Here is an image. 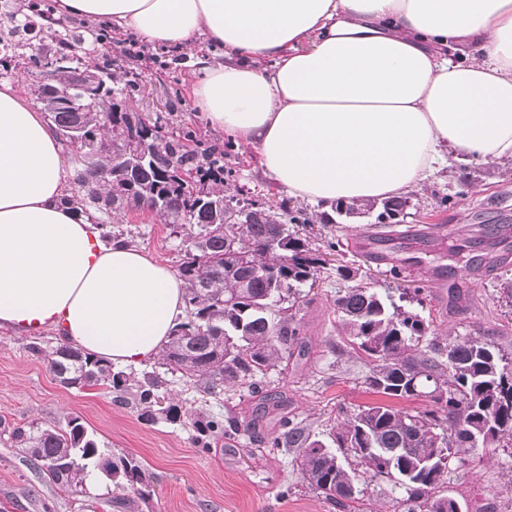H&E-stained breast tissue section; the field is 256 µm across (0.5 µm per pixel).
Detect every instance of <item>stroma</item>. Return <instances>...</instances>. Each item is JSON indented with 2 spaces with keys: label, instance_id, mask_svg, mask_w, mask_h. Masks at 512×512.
<instances>
[{
  "label": "stroma",
  "instance_id": "35a3bbf8",
  "mask_svg": "<svg viewBox=\"0 0 512 512\" xmlns=\"http://www.w3.org/2000/svg\"><path fill=\"white\" fill-rule=\"evenodd\" d=\"M128 40L113 30L109 55L139 75V88L129 98L132 109L152 118L168 116L171 126L188 125L211 141L227 142V135L197 117L190 88L198 56L216 58L220 49L201 39L175 52L152 41L148 53L131 57L125 53ZM224 164L231 170V186L261 198H287V189L263 174L253 150L235 145ZM443 195L450 199L448 206H437ZM409 201L394 240L385 244L401 268L396 277L389 264L368 257L370 218L342 217L326 227L317 222L307 234L320 247L336 242L331 259L359 268L368 286L421 299L440 341L490 338L511 353L512 306L499 302L498 291L503 275L512 274V162L456 160ZM120 227L136 233V248L176 268L181 241L154 214H128ZM345 286L330 270L314 288L303 290L297 310L304 324L303 349L264 378L265 391L286 393V413L318 437L339 410L374 400L364 384L366 362L336 351L340 338L333 302ZM33 342L49 348L58 339L50 332L34 337L0 327V420L61 425L68 417H81L100 447L136 457L153 474V499L135 503L133 512H340L311 490L293 454L267 448V440L279 432L278 415L261 398L232 389L215 398L172 375L165 401L179 405L183 418L147 424L134 405L115 402L105 388L63 387L43 358L30 351ZM229 414L259 419L260 426L232 440L219 439L210 449L197 448L193 417ZM444 490L463 512H512V448L470 450L452 464ZM117 494L112 484L95 477L87 482L86 497L64 496L0 437V512H121L111 503Z\"/></svg>",
  "mask_w": 512,
  "mask_h": 512
}]
</instances>
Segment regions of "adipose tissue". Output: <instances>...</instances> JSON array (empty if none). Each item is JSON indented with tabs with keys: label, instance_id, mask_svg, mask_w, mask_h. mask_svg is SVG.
<instances>
[{
	"label": "adipose tissue",
	"instance_id": "ef3b65f1",
	"mask_svg": "<svg viewBox=\"0 0 512 512\" xmlns=\"http://www.w3.org/2000/svg\"><path fill=\"white\" fill-rule=\"evenodd\" d=\"M134 38L223 48L198 59L202 118L303 201L334 207L418 187L438 146L512 160V0H61ZM309 47H302L303 39ZM42 112L0 83V325L46 326L124 366L154 358L184 312L181 280L104 244Z\"/></svg>",
	"mask_w": 512,
	"mask_h": 512
}]
</instances>
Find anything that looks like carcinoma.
<instances>
[{"instance_id": "obj_1", "label": "carcinoma", "mask_w": 512, "mask_h": 512, "mask_svg": "<svg viewBox=\"0 0 512 512\" xmlns=\"http://www.w3.org/2000/svg\"><path fill=\"white\" fill-rule=\"evenodd\" d=\"M24 17L33 25L14 29L32 32L48 49L28 55L22 46L5 50L0 68L29 59L33 101L83 159L67 203L105 239L112 238V222L140 211L159 216L182 237L177 271L186 319L167 337L160 364L187 383H204L211 396L226 388L262 393L259 378L302 348V325L292 310L301 288L314 287L325 269L326 253L301 233L308 214L226 190L228 151L205 145L194 129L174 130L161 117L144 125L126 104L136 78L108 71L107 59L96 63V46L108 41L72 34L55 18L51 0H27ZM47 61L54 64L49 84L40 80ZM74 127L81 133L72 134ZM407 203L401 196L354 200L335 211L352 217L379 206L376 223L385 228L405 215ZM334 305L344 346L368 362L365 384L378 399L333 428L334 450L285 415L268 447L297 449L295 462L308 486L348 512H356L364 486L378 477L403 490V512H462L442 490L451 459L471 448H512V358L477 337L440 342L429 320L368 286L340 291ZM31 350L67 389L100 386L118 401L130 398L147 423L181 420V407H158L166 379L154 372L133 380L66 343ZM420 396L431 408L410 413L390 404ZM193 427L196 446L207 449L212 440L245 433L255 423L208 416ZM8 436L31 468L74 499L86 494V481L96 474L123 492L137 484V495L121 498L124 505L153 495V475L132 456L101 450L79 416L64 426L14 424Z\"/></svg>"}]
</instances>
